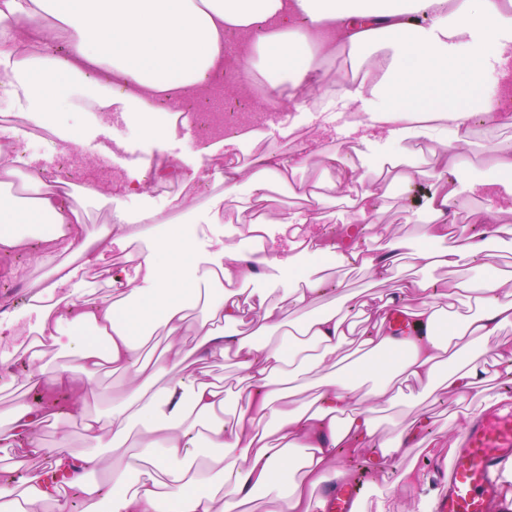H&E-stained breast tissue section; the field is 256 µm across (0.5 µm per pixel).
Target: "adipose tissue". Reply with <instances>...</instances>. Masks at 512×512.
<instances>
[{
    "label": "adipose tissue",
    "mask_w": 512,
    "mask_h": 512,
    "mask_svg": "<svg viewBox=\"0 0 512 512\" xmlns=\"http://www.w3.org/2000/svg\"><path fill=\"white\" fill-rule=\"evenodd\" d=\"M230 31L241 37L233 50L224 42ZM52 40L68 46V57L50 53ZM337 49L354 75L334 90L322 66ZM228 70L236 91L247 92L261 74L272 91H306L310 111L348 114L347 135L357 145L390 138L387 169L352 159L340 165L306 143L292 158L260 150L255 131L243 126L226 134V151L248 143L254 150L247 163L225 167L211 210L237 201L244 182L268 208L252 217L239 204L233 233L250 248L216 240L203 271L189 240L151 238L154 225L178 223L200 172L181 175L167 212L116 206L109 223L89 224L83 202L99 196L95 185L54 192L37 158L0 156V170L23 189L17 195L0 182V251L40 242L35 261L48 270L32 298L35 366L24 384L65 389L73 399L63 412L19 395L0 420V447L60 466L67 434L49 447L40 433L68 414L81 418L86 449L66 491L47 486L37 470L0 486V512H72L73 490L81 512H245L263 492L275 512H316L317 489L348 475L338 463L342 451L432 447L418 425L380 427L403 388L417 402L445 391L459 404L486 382L482 356L512 326V271L494 263L512 252V225L496 221L512 213V151L487 154L499 180L486 184L482 212L494 225L476 233L457 225L454 184L475 126L512 124V0H0V77L33 112L90 85L99 92L88 104L104 119L150 112L156 96L206 94ZM419 139L429 143L435 186L417 237L395 238L383 221L395 206L384 183L414 184L419 171L405 159ZM291 180L306 209L269 204L273 183ZM329 193L354 222L339 237L300 241L306 225L326 223ZM368 232L385 241L378 253L352 244ZM115 246L136 259V274L113 269L98 297L66 293L72 260L92 267ZM309 251L360 265L371 288L312 312L332 275L326 266L299 273ZM404 260L416 278L373 293ZM437 271L448 272V286L434 279ZM255 280L262 288L245 291ZM396 309L409 318L407 337L385 330ZM156 324L168 342L149 358L141 339ZM50 347L67 358L48 369L40 361ZM230 354L244 384L228 420L223 388L189 366ZM107 369L125 375V396L107 415L86 414L85 398L99 392ZM308 390L312 400L296 403ZM202 443L213 453L201 460ZM119 448L122 463L100 467Z\"/></svg>",
    "instance_id": "ef3b65f1"
}]
</instances>
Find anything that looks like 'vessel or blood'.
I'll return each instance as SVG.
<instances>
[{"instance_id": "obj_1", "label": "vessel or blood", "mask_w": 512, "mask_h": 512, "mask_svg": "<svg viewBox=\"0 0 512 512\" xmlns=\"http://www.w3.org/2000/svg\"><path fill=\"white\" fill-rule=\"evenodd\" d=\"M512 464V400L478 414L454 448L448 468L434 471L437 512H503L501 474ZM322 512H360V481L324 486Z\"/></svg>"}]
</instances>
